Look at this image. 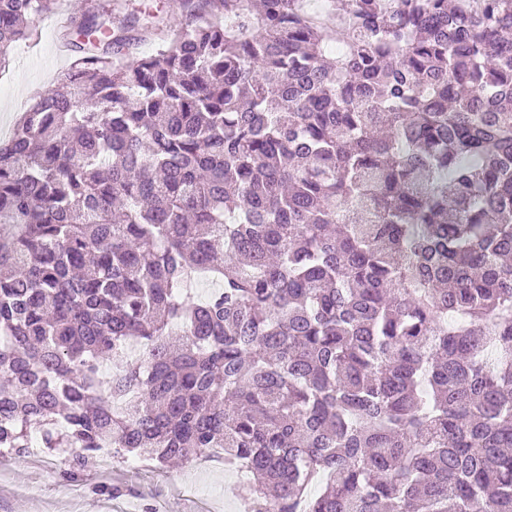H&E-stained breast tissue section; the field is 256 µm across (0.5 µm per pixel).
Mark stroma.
Instances as JSON below:
<instances>
[{"label":"stroma","mask_w":512,"mask_h":512,"mask_svg":"<svg viewBox=\"0 0 512 512\" xmlns=\"http://www.w3.org/2000/svg\"><path fill=\"white\" fill-rule=\"evenodd\" d=\"M58 32L40 27L19 42L0 72V138H7L31 97L57 84L68 67L56 51ZM244 479L223 459L207 458L180 468L135 459L111 467L63 473L59 453L0 456V512H243L237 489Z\"/></svg>","instance_id":"35a3bbf8"}]
</instances>
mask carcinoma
<instances>
[{"label": "carcinoma", "instance_id": "obj_1", "mask_svg": "<svg viewBox=\"0 0 512 512\" xmlns=\"http://www.w3.org/2000/svg\"><path fill=\"white\" fill-rule=\"evenodd\" d=\"M306 3L68 16L66 91L0 139V451L512 512V0ZM57 4L0 0V67Z\"/></svg>", "mask_w": 512, "mask_h": 512}]
</instances>
